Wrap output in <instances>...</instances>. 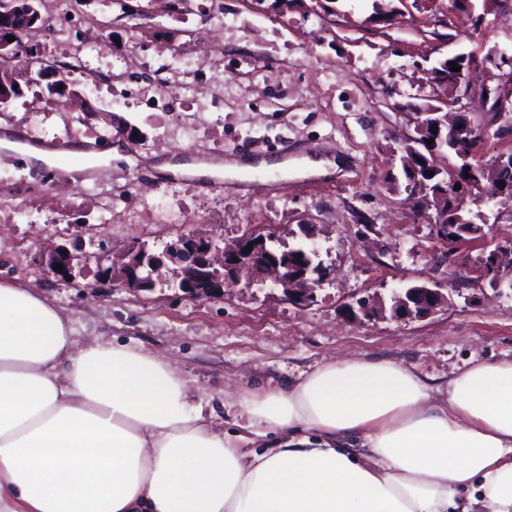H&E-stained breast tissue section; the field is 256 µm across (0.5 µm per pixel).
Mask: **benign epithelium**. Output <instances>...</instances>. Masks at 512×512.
Returning a JSON list of instances; mask_svg holds the SVG:
<instances>
[{
    "label": "benign epithelium",
    "mask_w": 512,
    "mask_h": 512,
    "mask_svg": "<svg viewBox=\"0 0 512 512\" xmlns=\"http://www.w3.org/2000/svg\"><path fill=\"white\" fill-rule=\"evenodd\" d=\"M31 20V15L15 8L10 0L0 3V27L14 38L12 42L5 38L0 40L1 56L20 52L21 36ZM500 56V52L491 51L481 59L462 54L441 62L440 66L432 69V74L455 88L458 95L443 100L442 105L431 112L416 113L415 117L416 130L432 140V158L438 157L446 138H451L457 158L468 168L470 175L464 184L477 188L481 181L490 180L499 188V199L512 191V185L501 180V174L512 171V151L498 154L487 165L477 167L474 161L478 160L490 136L512 137V93L502 90L505 84L512 86V73L503 72L495 76L489 68V64L498 61ZM453 64L461 71H451ZM477 77L481 79L482 91L487 93L486 102L492 104V111L496 114L498 128L494 130L489 126L469 124L462 127L448 120V113L456 111L457 105L468 95L463 89L465 79ZM433 127L437 128V132L431 131ZM448 206L452 215L439 213L433 218L437 236L448 244V250L453 251L464 242L485 237L482 225L476 230L462 228L460 221L463 219L464 201L458 192L448 193ZM308 240L310 237H305L302 245L309 256V263L299 272L271 246L277 241L276 233L258 229L242 236L232 246L223 245L221 239L198 233L180 236L159 255L150 252L144 245H134L125 253V256L133 258V263L125 265L118 273L109 271L104 274V279L110 285L132 289L151 290L158 284L169 288L175 286L188 296L206 299L224 298V289L242 280L261 282L281 290L288 301L305 306L313 301L315 287L327 277V272L317 261L316 248ZM250 244L253 248L248 251L246 247ZM88 259L89 255L81 251L72 252L61 246L46 254L45 264L48 272L58 281L72 285L76 280L75 269ZM166 259L178 266L176 281L172 283L157 279ZM56 264L63 265V270H55ZM475 273L476 279L490 281L499 292L506 289L512 292V239L487 244ZM450 305V294L444 292L437 282L427 279L417 283H401L391 289L387 300L382 297L358 299L354 305H345L343 311L348 316L361 315L368 320L386 316L422 319Z\"/></svg>",
    "instance_id": "1"
}]
</instances>
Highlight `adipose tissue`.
I'll return each mask as SVG.
<instances>
[{"instance_id": "adipose-tissue-1", "label": "adipose tissue", "mask_w": 512, "mask_h": 512, "mask_svg": "<svg viewBox=\"0 0 512 512\" xmlns=\"http://www.w3.org/2000/svg\"><path fill=\"white\" fill-rule=\"evenodd\" d=\"M192 398L168 362L77 347L50 300L0 280V512H512V360L434 388L336 359L235 394V433Z\"/></svg>"}]
</instances>
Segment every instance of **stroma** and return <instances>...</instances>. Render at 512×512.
I'll return each instance as SVG.
<instances>
[{"label":"stroma","mask_w":512,"mask_h":512,"mask_svg":"<svg viewBox=\"0 0 512 512\" xmlns=\"http://www.w3.org/2000/svg\"><path fill=\"white\" fill-rule=\"evenodd\" d=\"M26 39L36 65L11 72L21 94L0 105V132L28 145L111 149L70 172L0 148V279L53 301L78 344L117 341L170 363L212 423L242 419L227 394L282 386L336 358L387 359L435 385L468 361L512 358V295L474 270L480 241L449 258L415 215L400 157L417 107L450 97L430 71L447 57L512 54V0L483 14L451 0H72ZM99 39L83 42L81 23ZM66 82L75 94L54 87ZM134 130L136 139L125 136ZM219 167L199 178L160 170L162 158ZM283 160L273 183H246L239 164ZM85 225L94 256L76 284L56 281L49 246ZM275 225L278 245L313 225L330 274L312 303L253 284L220 300L175 288L89 291L125 248L163 251L200 232L235 243L248 225ZM433 278L448 309L422 320L345 318L361 297Z\"/></svg>","instance_id":"stroma-1"}]
</instances>
